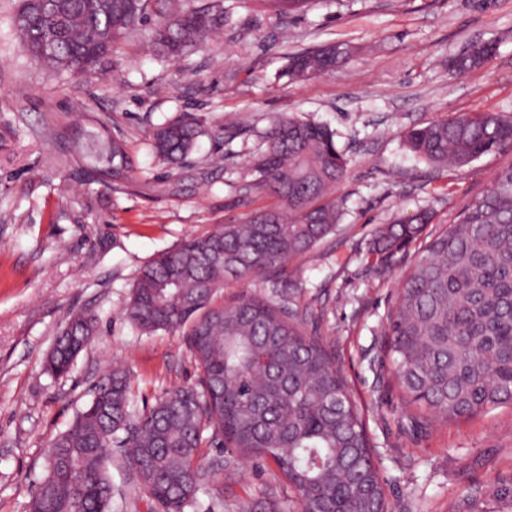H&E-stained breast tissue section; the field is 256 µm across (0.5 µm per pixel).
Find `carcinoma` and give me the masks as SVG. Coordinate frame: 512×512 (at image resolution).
Instances as JSON below:
<instances>
[{
    "mask_svg": "<svg viewBox=\"0 0 512 512\" xmlns=\"http://www.w3.org/2000/svg\"><path fill=\"white\" fill-rule=\"evenodd\" d=\"M14 31L43 67L71 74L96 68L153 10L161 55L179 57L233 23L226 0L185 9L184 0H15ZM279 16L312 0H256ZM479 43L449 61L463 72L491 60ZM350 49L330 43L289 56L283 76L305 80L335 70ZM208 134L206 121L182 113L151 134L153 158L171 168ZM327 126L290 114L274 120L250 164L244 197L275 202L241 224L161 252L137 278L127 318L139 330L178 332L200 370L191 386L166 391L146 412L130 410L129 382L118 370L46 450L29 512H112L110 451L129 465L140 492L159 512L194 507L206 477L199 449L238 459L268 458L285 478L297 512H388L365 423L330 351L316 335L320 316L292 297L242 296L217 302L230 276L284 272L293 256L336 233L330 199L348 173ZM82 150L81 174L121 187L134 162L127 144L103 136ZM408 149L430 163L464 167L512 147V113H457L406 130ZM435 216L383 225L370 253L382 263L417 241ZM385 355L412 423L457 420L512 405V166L491 189L436 231L409 268L395 309L386 316ZM95 314L70 316L47 357L63 375L97 331Z\"/></svg>",
    "mask_w": 512,
    "mask_h": 512,
    "instance_id": "cac0c4a2",
    "label": "carcinoma"
}]
</instances>
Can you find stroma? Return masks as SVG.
<instances>
[{
  "label": "stroma",
  "mask_w": 512,
  "mask_h": 512,
  "mask_svg": "<svg viewBox=\"0 0 512 512\" xmlns=\"http://www.w3.org/2000/svg\"><path fill=\"white\" fill-rule=\"evenodd\" d=\"M14 8L0 0V129L14 132L13 155H0V512H28L49 442L109 372L128 373L137 412L195 380L180 334H146L128 320L131 290L158 253L265 205L260 196L235 202V190L265 129L289 112L334 130L349 167L334 193L342 212L335 235L292 258L280 289L298 287L300 302L322 314L319 333L365 409L391 512H512L497 493L512 482V406L408 422L384 330L413 254L383 266L368 259L381 225L424 208L450 223L512 164L505 149L461 169L436 166L403 141L406 129L429 121L512 109V0H314L287 20L240 4L220 37L175 59L153 44V14L100 72L80 75L25 54ZM331 42L353 47L344 66L305 81L282 78L289 55ZM483 42L497 45L486 65L449 69L450 58ZM183 112L205 116L215 130L231 119L243 129L231 141L201 138L173 174L152 161L148 134ZM90 117L127 142L136 184L115 191L81 182L73 133ZM216 155L223 166L199 177ZM80 310L98 317L99 330L71 371L53 376L45 359ZM109 470L112 512H156L124 464L111 460ZM278 476L272 461H238L202 481L195 512H265L271 500L290 512Z\"/></svg>",
  "instance_id": "35a3bbf8"
}]
</instances>
